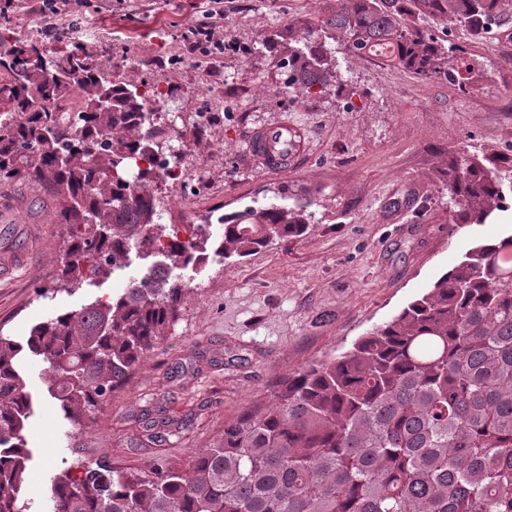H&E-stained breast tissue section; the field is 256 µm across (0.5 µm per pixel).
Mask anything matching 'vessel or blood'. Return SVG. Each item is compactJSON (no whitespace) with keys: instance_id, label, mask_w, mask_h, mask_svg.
Here are the masks:
<instances>
[{"instance_id":"vessel-or-blood-1","label":"vessel or blood","mask_w":512,"mask_h":512,"mask_svg":"<svg viewBox=\"0 0 512 512\" xmlns=\"http://www.w3.org/2000/svg\"><path fill=\"white\" fill-rule=\"evenodd\" d=\"M305 134L293 123L257 127L251 137L252 156L265 172L282 175L305 153ZM23 198L0 201V231L8 240L0 245V281L9 279L27 257V247L38 234V227L26 221Z\"/></svg>"}]
</instances>
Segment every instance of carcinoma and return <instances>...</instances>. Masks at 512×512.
Masks as SVG:
<instances>
[{
  "mask_svg": "<svg viewBox=\"0 0 512 512\" xmlns=\"http://www.w3.org/2000/svg\"><path fill=\"white\" fill-rule=\"evenodd\" d=\"M500 0H340L336 12L287 23L288 88L336 81L328 40L354 54L388 51L423 79L461 83L455 44L419 29L434 15L483 38ZM150 99L83 44L49 51L18 43L0 54V186L40 185L69 226L59 280L71 294L108 278L131 250L149 257L169 236L161 177L136 156L172 146ZM455 224H487L512 192V154L453 149L440 171ZM310 204L247 208L221 219L219 243L187 226L162 255L166 268L209 256L248 257L303 236ZM130 278L115 297L32 328L22 344L0 332V512L22 500L33 452L24 430L34 401L23 352L47 364L49 395L72 427L96 415L180 315L187 286ZM140 422L163 443L176 434L159 405ZM45 512H512V235L480 242L428 292L330 359L282 382L269 404L224 424L186 472L132 470L75 459L51 478Z\"/></svg>",
  "mask_w": 512,
  "mask_h": 512,
  "instance_id": "obj_1",
  "label": "carcinoma"
}]
</instances>
